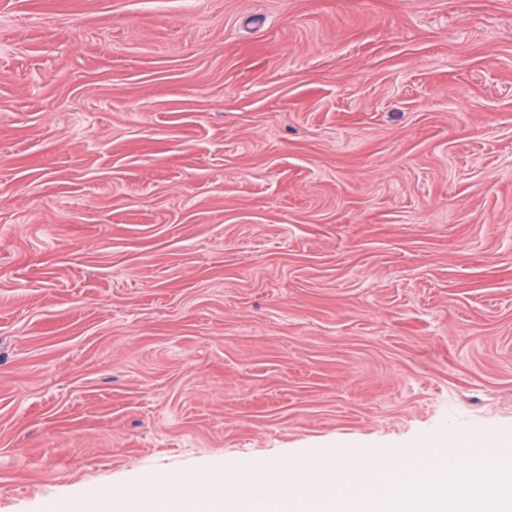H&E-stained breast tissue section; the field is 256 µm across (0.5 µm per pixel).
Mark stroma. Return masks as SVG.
<instances>
[{"label": "stroma", "instance_id": "35a3bbf8", "mask_svg": "<svg viewBox=\"0 0 512 512\" xmlns=\"http://www.w3.org/2000/svg\"><path fill=\"white\" fill-rule=\"evenodd\" d=\"M512 431V0H0V512Z\"/></svg>", "mask_w": 512, "mask_h": 512}]
</instances>
